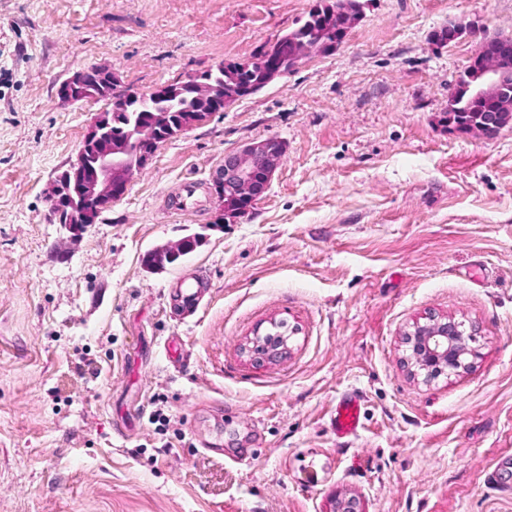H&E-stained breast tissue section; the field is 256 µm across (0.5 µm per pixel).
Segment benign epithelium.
<instances>
[{
  "label": "benign epithelium",
  "instance_id": "benign-epithelium-1",
  "mask_svg": "<svg viewBox=\"0 0 512 512\" xmlns=\"http://www.w3.org/2000/svg\"><path fill=\"white\" fill-rule=\"evenodd\" d=\"M474 31V22L459 20L448 26L445 39L451 43ZM475 55L481 60L491 58L484 66H476V77L479 80L478 96L491 102L493 107L483 113L475 125L476 131L490 136L506 125V117L497 112V105L512 96V40L504 37L492 44L482 40ZM86 73L87 70L81 69L59 86L58 94L64 101H78L72 88L81 83ZM112 80L110 106L130 108L151 94L149 90L141 91L125 84L117 75L112 76ZM179 82L190 83L195 99L211 112H222L260 89L258 84L248 85L227 97L223 86L196 73L186 75ZM105 115L104 111L95 114L75 160L48 189L52 220L67 228L74 238L80 237L88 225L97 222L104 203L118 200L125 194L134 171L152 160L164 143L162 131L167 114L162 110L150 112L131 135L121 141H114L105 134ZM285 150L284 141L267 137L247 142L224 155V163L213 173L209 186L220 205L216 223L239 218L253 208L267 192ZM205 239L206 235L196 233L175 245L157 246L144 256V267L151 272H161L194 251ZM404 343L409 351L406 364L428 379L451 376L470 367L467 362L470 355L468 336L452 316L430 314L424 322H415ZM240 353L256 366L274 364L288 356V340L257 330L254 337L240 346ZM330 512L363 510L358 498L338 494L331 500Z\"/></svg>",
  "mask_w": 512,
  "mask_h": 512
}]
</instances>
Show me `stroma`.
<instances>
[{
    "label": "stroma",
    "mask_w": 512,
    "mask_h": 512,
    "mask_svg": "<svg viewBox=\"0 0 512 512\" xmlns=\"http://www.w3.org/2000/svg\"><path fill=\"white\" fill-rule=\"evenodd\" d=\"M315 2L0 0V512H329L339 493L512 512L488 483L512 459V126L443 121L480 39L512 36V0H363L335 52L163 143L79 239L50 219L100 109L59 99L70 73L148 90L252 58ZM463 18L476 34L437 45ZM267 137L286 144L269 191L214 227L213 171ZM430 313L462 322L468 373L409 374L403 334ZM274 321L288 357L251 365L240 344ZM352 391L361 426L340 439ZM206 239V235L196 233L175 245H163L149 250L144 256V267L151 272H162L168 265L174 264L182 257L194 251ZM362 398L357 393L344 395L336 405L331 419L332 429L339 438L354 436L360 424Z\"/></svg>",
    "instance_id": "1"
}]
</instances>
